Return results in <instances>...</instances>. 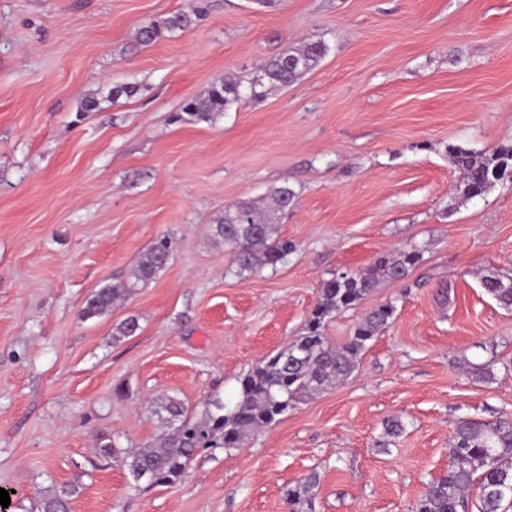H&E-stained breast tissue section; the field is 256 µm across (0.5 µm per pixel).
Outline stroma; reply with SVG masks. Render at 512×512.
I'll use <instances>...</instances> for the list:
<instances>
[{
  "label": "stroma",
  "mask_w": 512,
  "mask_h": 512,
  "mask_svg": "<svg viewBox=\"0 0 512 512\" xmlns=\"http://www.w3.org/2000/svg\"><path fill=\"white\" fill-rule=\"evenodd\" d=\"M205 3L150 46L136 30ZM324 42L288 87L208 122L175 115L212 82L249 83L289 46ZM134 85L111 98L112 85ZM95 111L82 112L88 97ZM512 145V0H0V488L8 512L72 489L69 512H414L451 461L454 421L512 418V182L463 198L449 146ZM288 185L276 266L239 272L214 234L225 207ZM166 268L100 316L155 238ZM418 252L325 328L343 343L394 313L341 384L239 448H206L171 486L137 487L123 457L155 442L158 399L199 418L299 336L321 283ZM139 328L114 338L128 318ZM489 365L493 377L475 378ZM404 430L383 445L386 419ZM510 283H512V278H508V282H504L502 278L496 276H488L482 281L483 288L488 294L501 306L512 310V288H506Z\"/></svg>",
  "instance_id": "1"
}]
</instances>
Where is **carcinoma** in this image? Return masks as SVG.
<instances>
[{"label":"carcinoma","mask_w":512,"mask_h":512,"mask_svg":"<svg viewBox=\"0 0 512 512\" xmlns=\"http://www.w3.org/2000/svg\"><path fill=\"white\" fill-rule=\"evenodd\" d=\"M199 16L197 11L179 12L162 21L145 23L138 30V43L149 46L165 30L188 29ZM324 54V43L311 42L269 58L257 69L251 93H256L258 87L289 86L317 66ZM243 97L241 85L225 76L213 82L203 97L186 102L178 120L210 121ZM449 154L462 173L463 193L469 198L485 194L494 185L493 171L512 167V146L500 147L481 157L458 147L449 148ZM269 198L271 207L283 212L293 204L295 192L284 184L272 189ZM215 232L224 244L232 247L241 271L274 266L293 249L291 241L275 236L269 218L251 202L224 209V215L215 224ZM171 252V239L157 238L141 257L133 280L94 291L86 300L84 316L91 318L103 313L120 297L155 279L166 267ZM417 260L416 253L401 251L379 258L365 270L323 281L320 301L309 313L303 334L254 366L241 379L240 396L235 403L208 397L204 399V416L192 419L185 416L180 400L167 397L162 404L167 413L164 420L167 431L161 435L158 445L126 455L132 477L145 482L148 488L172 485L185 476L203 444L238 448L251 434L278 422L306 397L349 376L366 342L388 325L394 307L389 303L377 306L357 324L345 342L337 345L325 336V323L334 314L357 305L380 280L397 281L406 277ZM511 283L512 278L505 281L496 276L482 281L488 294L512 310ZM452 456V465L430 485L417 503L416 512H458L475 485L480 490L479 512H499L505 501L512 505V419L501 418L490 423L468 416L458 418L452 434ZM315 483L313 475L287 491L291 512H301L299 505L307 501V493ZM71 495L70 490L44 491L37 502L38 512H69Z\"/></svg>","instance_id":"obj_1"}]
</instances>
